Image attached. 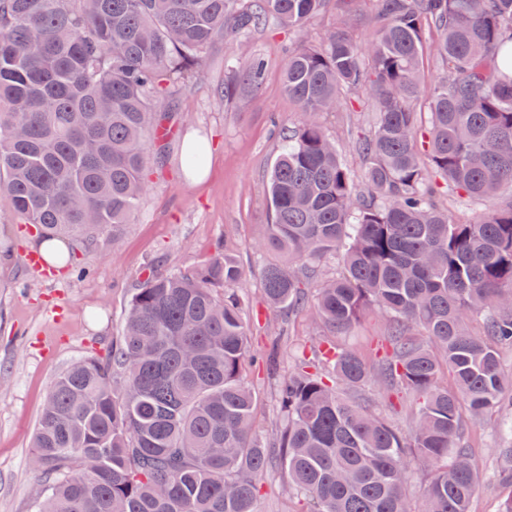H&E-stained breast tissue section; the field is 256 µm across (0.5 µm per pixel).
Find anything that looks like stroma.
<instances>
[{
	"label": "stroma",
	"instance_id": "35a3bbf8",
	"mask_svg": "<svg viewBox=\"0 0 512 512\" xmlns=\"http://www.w3.org/2000/svg\"><path fill=\"white\" fill-rule=\"evenodd\" d=\"M294 41V33L271 20L246 34L228 31L207 50L203 77L185 79L162 106L172 116V134L153 151L148 187L133 223L116 241L77 253L44 277L24 265L36 238L0 203V512H34L41 478L31 465L32 436L56 376L90 352L109 350L144 278L194 269L221 249L235 253L246 273L234 290L248 303L258 363L245 379L260 395L258 435L273 433L277 409L269 371L277 347L285 342L302 348L323 334L310 310L291 312L264 301L262 270L275 255L260 256L249 248L269 219L271 167L301 118L283 89L284 64ZM229 59L241 68L262 61L261 84L232 82L225 69ZM352 102V108L321 113L319 120L358 176L364 162L356 144L369 130L366 93L356 94ZM188 141L209 148L199 181L183 166ZM385 335V317L372 311L356 324L347 343L365 355L381 356L387 349ZM511 426L507 410L466 423V443L479 474L470 512H500L512 496V486L499 477L496 453ZM258 509L306 512L303 502L289 497L278 468L266 475Z\"/></svg>",
	"mask_w": 512,
	"mask_h": 512
}]
</instances>
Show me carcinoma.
Returning <instances> with one entry per match:
<instances>
[{"mask_svg": "<svg viewBox=\"0 0 512 512\" xmlns=\"http://www.w3.org/2000/svg\"><path fill=\"white\" fill-rule=\"evenodd\" d=\"M326 2L0 0V199L47 241L88 251L118 236L168 119L158 106L203 73L206 49L269 17L300 32ZM376 2L370 45L346 35L344 12L320 44L297 43L283 74L303 118L271 170V222L253 244L288 257L264 266L262 294L299 306L315 262L331 256L336 271L313 314L330 336L280 380L272 444L255 430L247 323L227 292L243 269L226 252L147 278L110 354L58 374L32 442L35 512H257L276 462L310 512H469L478 472L462 411L479 419L512 391L500 368L512 349V0ZM429 51L441 65L430 86ZM233 77L257 85L262 69ZM361 88L374 131L358 144L357 183L317 116ZM205 161L200 144L185 157L191 171ZM440 180L495 205L456 222L435 200ZM372 309L387 316L388 352L369 359L337 337ZM366 387L412 396L410 427L354 397ZM414 465L428 475L417 504Z\"/></svg>", "mask_w": 512, "mask_h": 512, "instance_id": "obj_1", "label": "carcinoma"}]
</instances>
